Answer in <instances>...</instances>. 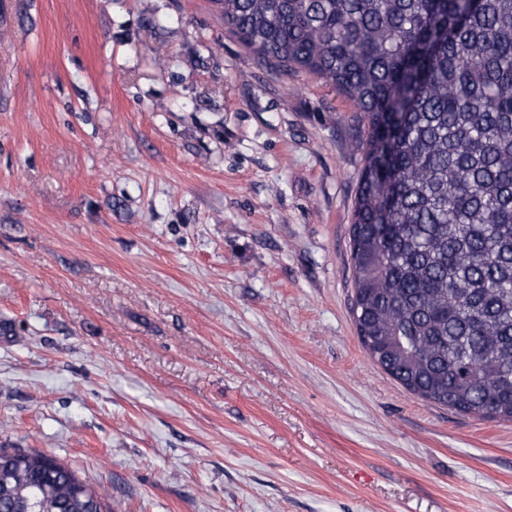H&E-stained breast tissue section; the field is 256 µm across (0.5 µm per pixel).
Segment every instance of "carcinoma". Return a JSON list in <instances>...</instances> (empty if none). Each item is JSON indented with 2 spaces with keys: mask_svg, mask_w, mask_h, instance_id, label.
Listing matches in <instances>:
<instances>
[{
  "mask_svg": "<svg viewBox=\"0 0 512 512\" xmlns=\"http://www.w3.org/2000/svg\"><path fill=\"white\" fill-rule=\"evenodd\" d=\"M257 59L368 121L352 312L409 392L512 421V0H213ZM0 512H112L44 452L0 450Z\"/></svg>",
  "mask_w": 512,
  "mask_h": 512,
  "instance_id": "carcinoma-1",
  "label": "carcinoma"
}]
</instances>
